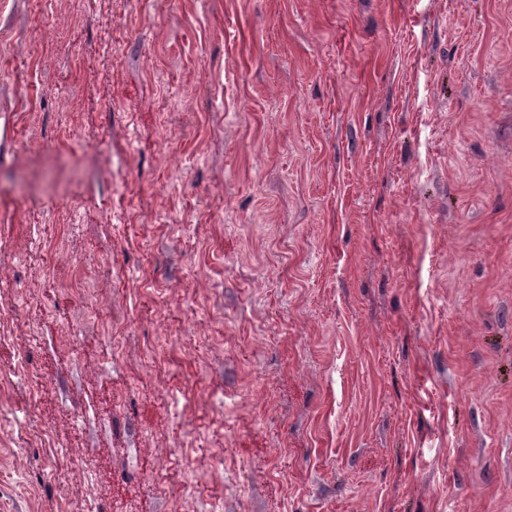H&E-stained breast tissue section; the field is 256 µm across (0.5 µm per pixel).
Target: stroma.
<instances>
[{
    "label": "stroma",
    "mask_w": 512,
    "mask_h": 512,
    "mask_svg": "<svg viewBox=\"0 0 512 512\" xmlns=\"http://www.w3.org/2000/svg\"><path fill=\"white\" fill-rule=\"evenodd\" d=\"M1 42L0 512H512V0H0Z\"/></svg>",
    "instance_id": "35a3bbf8"
}]
</instances>
